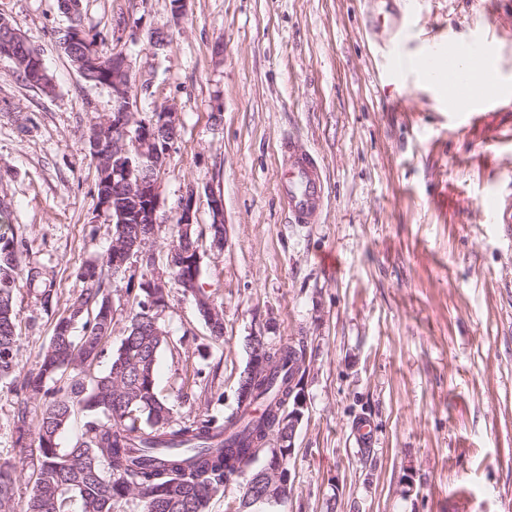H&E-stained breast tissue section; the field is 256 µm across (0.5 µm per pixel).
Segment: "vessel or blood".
I'll return each instance as SVG.
<instances>
[{
	"instance_id": "vessel-or-blood-1",
	"label": "vessel or blood",
	"mask_w": 512,
	"mask_h": 512,
	"mask_svg": "<svg viewBox=\"0 0 512 512\" xmlns=\"http://www.w3.org/2000/svg\"><path fill=\"white\" fill-rule=\"evenodd\" d=\"M439 60L441 73L449 78L465 77L473 81L474 73H462L454 53L434 57L427 52L420 56L418 66L421 72H428L432 60ZM280 191L288 206L293 223L316 224L323 213L322 181L319 168L311 155L298 151L292 141L280 145Z\"/></svg>"
}]
</instances>
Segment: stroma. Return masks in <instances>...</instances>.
Here are the masks:
<instances>
[{
	"label": "stroma",
	"instance_id": "35a3bbf8",
	"mask_svg": "<svg viewBox=\"0 0 512 512\" xmlns=\"http://www.w3.org/2000/svg\"><path fill=\"white\" fill-rule=\"evenodd\" d=\"M0 16L39 46L56 90L22 82L0 57V237L55 290L16 288L17 362L34 369L82 268L112 243L96 207L91 123L107 89L84 81L58 42V0H0ZM128 19L136 34L116 36ZM83 27L122 49L143 115L177 113L158 174L151 243L165 261L176 207L198 193L199 286L224 311L217 338L191 295L170 286L156 387L175 422L237 407L255 335L306 337L309 410L288 499L266 512H512V239L489 222L512 193V97L479 119L411 61L432 45L484 39L512 86V0H82ZM170 43L155 48L153 30ZM293 138L326 178L321 223L292 224L277 190ZM224 200L226 242L210 245L208 193ZM105 372L135 307L111 288ZM17 398L0 385V463L18 467L25 512L32 468L15 445ZM373 440L357 442L360 423Z\"/></svg>",
	"mask_w": 512,
	"mask_h": 512
}]
</instances>
